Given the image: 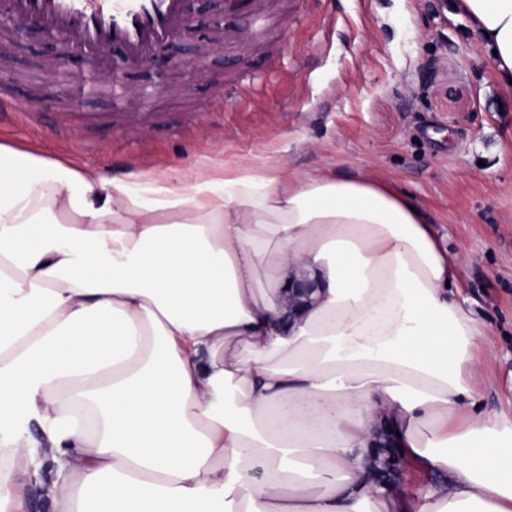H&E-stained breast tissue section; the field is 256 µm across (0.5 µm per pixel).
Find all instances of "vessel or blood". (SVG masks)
<instances>
[{
  "instance_id": "vessel-or-blood-1",
  "label": "vessel or blood",
  "mask_w": 512,
  "mask_h": 512,
  "mask_svg": "<svg viewBox=\"0 0 512 512\" xmlns=\"http://www.w3.org/2000/svg\"><path fill=\"white\" fill-rule=\"evenodd\" d=\"M187 11L188 0H0L14 27L37 22L60 50L78 48L102 60L120 47L132 68L180 38Z\"/></svg>"
}]
</instances>
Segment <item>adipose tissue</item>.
Here are the masks:
<instances>
[{
    "mask_svg": "<svg viewBox=\"0 0 512 512\" xmlns=\"http://www.w3.org/2000/svg\"><path fill=\"white\" fill-rule=\"evenodd\" d=\"M460 6L511 93L512 0ZM465 265L368 172L135 188L0 144V512H512Z\"/></svg>",
    "mask_w": 512,
    "mask_h": 512,
    "instance_id": "ef3b65f1",
    "label": "adipose tissue"
}]
</instances>
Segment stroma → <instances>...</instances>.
Here are the masks:
<instances>
[{
	"instance_id": "stroma-1",
	"label": "stroma",
	"mask_w": 512,
	"mask_h": 512,
	"mask_svg": "<svg viewBox=\"0 0 512 512\" xmlns=\"http://www.w3.org/2000/svg\"><path fill=\"white\" fill-rule=\"evenodd\" d=\"M243 29L249 5L198 0L187 24L217 18ZM31 65L0 45V98L39 101L41 123L0 122V143L87 173L171 181L206 166L271 156L293 169L367 171L410 193L449 251L468 262L462 292L496 344L484 402L512 398V95L468 17L447 0H283V21L225 44L201 79L169 70L149 100L114 104L111 87L79 97L48 87L53 49L28 41ZM175 112L166 128L73 126L56 137L54 112Z\"/></svg>"
}]
</instances>
